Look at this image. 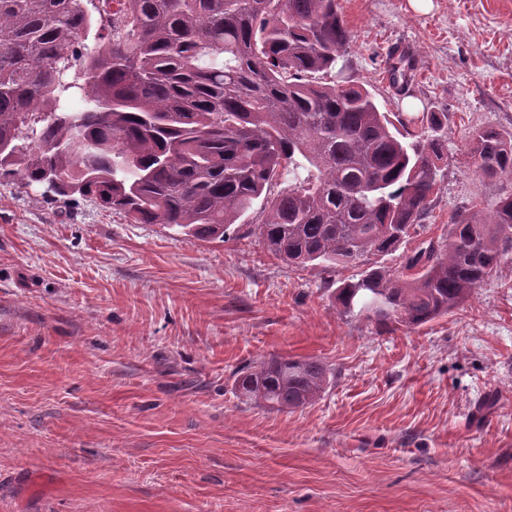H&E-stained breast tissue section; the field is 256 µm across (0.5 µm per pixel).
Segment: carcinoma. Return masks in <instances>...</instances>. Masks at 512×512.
I'll use <instances>...</instances> for the list:
<instances>
[{"label": "carcinoma", "instance_id": "obj_1", "mask_svg": "<svg viewBox=\"0 0 512 512\" xmlns=\"http://www.w3.org/2000/svg\"><path fill=\"white\" fill-rule=\"evenodd\" d=\"M0 0V178L78 194L133 224L224 240L256 225L282 260L327 275L340 312L416 328L446 316L512 257V196L455 214L447 237L376 261L426 232L444 156L436 113L393 120L368 90L322 82L349 48L336 0ZM82 93L73 111L65 93ZM427 122L431 138L408 140ZM77 135L81 151L69 145ZM478 175L512 174V135L469 136ZM292 182L276 194L282 170ZM318 359L271 356L235 379L238 396L293 412L325 392Z\"/></svg>", "mask_w": 512, "mask_h": 512}]
</instances>
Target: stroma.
Returning <instances> with one entry per match:
<instances>
[{
  "label": "stroma",
  "mask_w": 512,
  "mask_h": 512,
  "mask_svg": "<svg viewBox=\"0 0 512 512\" xmlns=\"http://www.w3.org/2000/svg\"><path fill=\"white\" fill-rule=\"evenodd\" d=\"M337 4L343 79L444 118L428 236L512 195L467 158L473 129L512 133V0ZM263 218L189 240L0 179V512H512V260L452 313L380 328L268 251ZM270 356L330 383L292 413L241 402L237 371Z\"/></svg>",
  "instance_id": "obj_1"
}]
</instances>
